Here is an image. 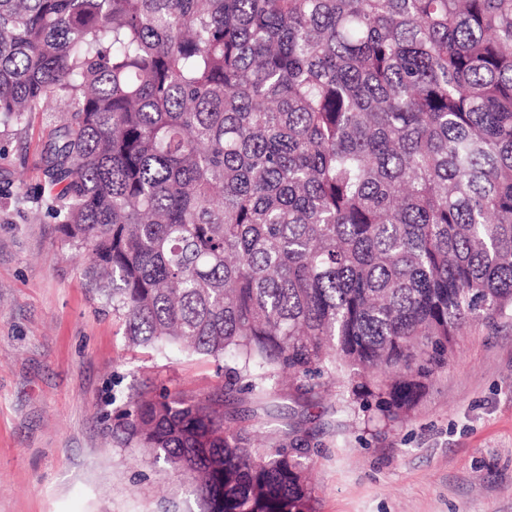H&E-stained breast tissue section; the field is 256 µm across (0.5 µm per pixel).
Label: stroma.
Returning a JSON list of instances; mask_svg holds the SVG:
<instances>
[{"label":"stroma","mask_w":512,"mask_h":512,"mask_svg":"<svg viewBox=\"0 0 512 512\" xmlns=\"http://www.w3.org/2000/svg\"><path fill=\"white\" fill-rule=\"evenodd\" d=\"M54 115L0 133V512H202L181 473L114 447L103 414L155 384L201 396L213 363L127 344L34 190ZM246 426L313 450L318 512H512V319L455 338L410 417L374 425L289 394L238 395Z\"/></svg>","instance_id":"1"}]
</instances>
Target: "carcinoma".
Instances as JSON below:
<instances>
[{"label": "carcinoma", "instance_id": "obj_1", "mask_svg": "<svg viewBox=\"0 0 512 512\" xmlns=\"http://www.w3.org/2000/svg\"><path fill=\"white\" fill-rule=\"evenodd\" d=\"M51 101L40 200L128 343L226 361L112 418L204 512H317L237 395L402 422L512 317V0H0V125Z\"/></svg>", "mask_w": 512, "mask_h": 512}]
</instances>
